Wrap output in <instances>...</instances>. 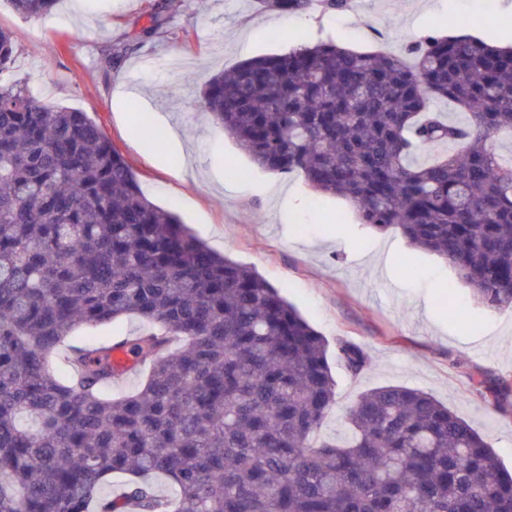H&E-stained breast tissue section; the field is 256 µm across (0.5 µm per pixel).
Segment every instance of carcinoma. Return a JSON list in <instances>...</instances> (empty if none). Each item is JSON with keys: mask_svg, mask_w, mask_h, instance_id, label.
Here are the masks:
<instances>
[{"mask_svg": "<svg viewBox=\"0 0 512 512\" xmlns=\"http://www.w3.org/2000/svg\"><path fill=\"white\" fill-rule=\"evenodd\" d=\"M7 2L43 20L60 0ZM405 51L411 66L332 42L249 58L213 75L201 106L256 166L347 200L448 262L485 308L512 310V155L489 147L512 136V49L457 35ZM15 52L0 27V512H512V473L420 390L373 388L344 439L316 440L336 404L328 342L150 201L88 113L32 97ZM132 318L148 324L127 340L147 370L137 390L106 396L120 376L94 338L57 379L48 355L77 329ZM335 356L353 376L371 361L344 336Z\"/></svg>", "mask_w": 512, "mask_h": 512, "instance_id": "1", "label": "carcinoma"}]
</instances>
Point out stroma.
Here are the masks:
<instances>
[{
	"label": "stroma",
	"instance_id": "stroma-1",
	"mask_svg": "<svg viewBox=\"0 0 512 512\" xmlns=\"http://www.w3.org/2000/svg\"><path fill=\"white\" fill-rule=\"evenodd\" d=\"M158 0H61L43 22L0 0L13 31L16 78L45 102L89 113L135 170L144 194L173 209L216 252L255 269L328 342L369 350L359 375L333 365L336 407L319 433L344 434L342 411L382 385L424 391L467 420L512 469V404L496 409L487 383L512 374V313L477 303L453 268L398 232L360 223L345 199L322 196L296 173L254 165L201 112L209 78L239 61L330 40L363 52L401 53L435 28L496 43L512 36V0H352L302 13L256 0H168L170 24L124 57L101 51L149 24ZM169 144L145 150L140 122ZM249 172L225 178L226 166ZM460 312L448 316L449 308Z\"/></svg>",
	"mask_w": 512,
	"mask_h": 512
}]
</instances>
